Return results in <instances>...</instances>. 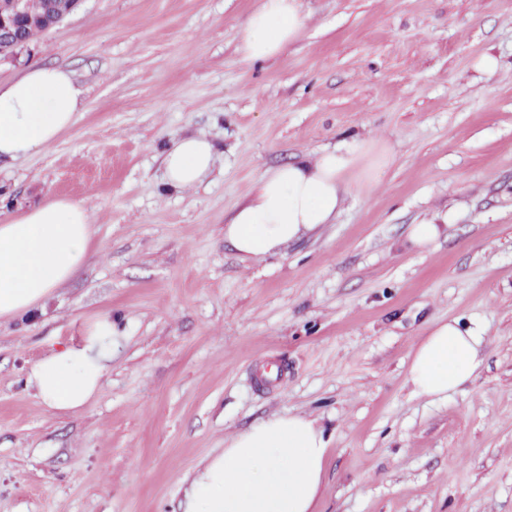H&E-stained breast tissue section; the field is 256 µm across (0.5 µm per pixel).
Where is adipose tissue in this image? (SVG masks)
Instances as JSON below:
<instances>
[{
	"mask_svg": "<svg viewBox=\"0 0 512 512\" xmlns=\"http://www.w3.org/2000/svg\"><path fill=\"white\" fill-rule=\"evenodd\" d=\"M305 23L301 0H262L242 29L243 59L275 58L299 38ZM83 99L72 74L57 67L34 66L0 83V159L28 156L56 140ZM367 152V142L355 140L262 174L250 199L225 224V240L245 258L261 260L334 223L350 191L349 176ZM214 163L211 141L182 136L166 150L165 179L174 189L196 187ZM92 234L89 210L67 198L0 218V321L36 308L77 276ZM116 334L111 316L98 317L79 341L32 366L28 382L46 412H74L95 397L112 368ZM484 342L479 326L434 321L411 353L408 382L414 393L433 399L456 393L480 369ZM327 452L314 420L271 415L235 434L222 453L196 469L184 512H316Z\"/></svg>",
	"mask_w": 512,
	"mask_h": 512,
	"instance_id": "adipose-tissue-1",
	"label": "adipose tissue"
}]
</instances>
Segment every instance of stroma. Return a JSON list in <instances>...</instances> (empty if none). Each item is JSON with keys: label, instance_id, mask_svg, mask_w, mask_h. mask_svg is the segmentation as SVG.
<instances>
[{"label": "stroma", "instance_id": "stroma-1", "mask_svg": "<svg viewBox=\"0 0 512 512\" xmlns=\"http://www.w3.org/2000/svg\"><path fill=\"white\" fill-rule=\"evenodd\" d=\"M259 4L82 0L0 58L1 81L62 66L84 90L53 143L0 162V210L65 197L94 224L83 271L0 322V512H182L186 476L274 413L327 435L318 512H512V0H302L301 36L251 63ZM186 135L216 162L179 191ZM355 139L393 162L335 223L260 261L225 241L265 171ZM103 314L98 394L46 413L28 371ZM438 319L487 336L445 400L407 382ZM215 148L201 135H187L171 141L164 156L165 179L173 189L201 185L215 163Z\"/></svg>", "mask_w": 512, "mask_h": 512}]
</instances>
